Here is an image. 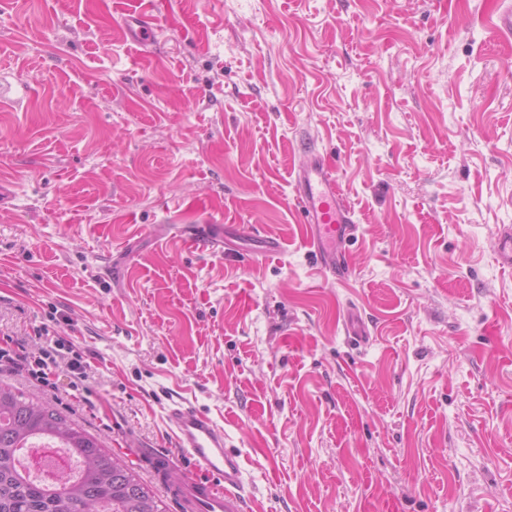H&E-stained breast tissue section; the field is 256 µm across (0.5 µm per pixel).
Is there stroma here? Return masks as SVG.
I'll return each instance as SVG.
<instances>
[{"label": "stroma", "mask_w": 512, "mask_h": 512, "mask_svg": "<svg viewBox=\"0 0 512 512\" xmlns=\"http://www.w3.org/2000/svg\"><path fill=\"white\" fill-rule=\"evenodd\" d=\"M512 0H0V333L62 337L84 399L0 372L137 449L181 394L261 512H512ZM360 229L327 280L293 216L298 143ZM239 224L234 257L162 224ZM282 251L256 263V236ZM356 311L371 336L356 343ZM148 8H150V2L144 3V7L130 17V24L126 21L124 23L130 39L139 45L157 43L163 36L162 28ZM497 264L503 268L512 270V225L503 224L498 231L496 249Z\"/></svg>", "instance_id": "obj_1"}]
</instances>
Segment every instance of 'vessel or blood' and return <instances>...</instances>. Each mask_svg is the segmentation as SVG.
Listing matches in <instances>:
<instances>
[{
    "instance_id": "1",
    "label": "vessel or blood",
    "mask_w": 512,
    "mask_h": 512,
    "mask_svg": "<svg viewBox=\"0 0 512 512\" xmlns=\"http://www.w3.org/2000/svg\"><path fill=\"white\" fill-rule=\"evenodd\" d=\"M134 43L154 44L163 30L151 11L140 9L126 26ZM295 209L301 231L321 270L336 281L352 266L348 244L359 226L336 180L333 167L318 154H307L294 179ZM166 236L202 250L223 249L231 232L222 224H167ZM496 261L512 270V225L498 231ZM166 418L172 449L147 448L142 459L157 476L177 512H247L245 471L239 454L227 448L224 428L182 398L170 401Z\"/></svg>"
}]
</instances>
